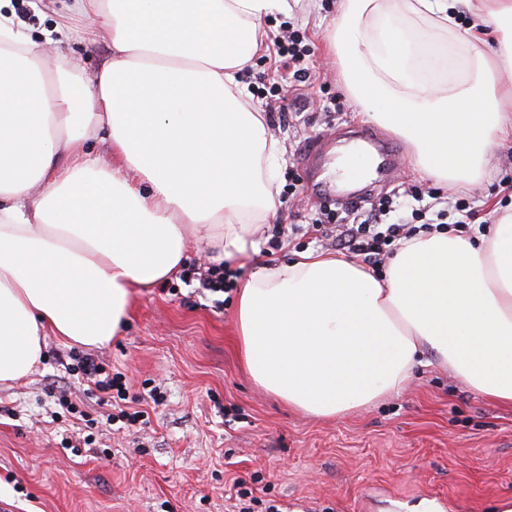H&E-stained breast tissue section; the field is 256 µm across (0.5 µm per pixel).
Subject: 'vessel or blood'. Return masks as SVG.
<instances>
[{
	"label": "vessel or blood",
	"mask_w": 512,
	"mask_h": 512,
	"mask_svg": "<svg viewBox=\"0 0 512 512\" xmlns=\"http://www.w3.org/2000/svg\"><path fill=\"white\" fill-rule=\"evenodd\" d=\"M357 136L358 142L352 148L324 135L312 142L303 158L312 191L337 198L349 205L363 201L365 192L358 179L350 178L337 183L327 181L322 176L323 161L347 151L354 152L363 160L366 169L371 170L373 185L379 188L387 187L392 179V167L397 155L394 145L373 130H358Z\"/></svg>",
	"instance_id": "b4317fda"
}]
</instances>
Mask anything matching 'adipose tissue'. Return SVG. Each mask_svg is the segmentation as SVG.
<instances>
[{
	"label": "adipose tissue",
	"instance_id": "ef3b65f1",
	"mask_svg": "<svg viewBox=\"0 0 512 512\" xmlns=\"http://www.w3.org/2000/svg\"><path fill=\"white\" fill-rule=\"evenodd\" d=\"M288 0H67L54 35L0 12V384L26 377L48 336L108 343L135 290L191 248L245 259L276 211L277 145L240 76ZM471 19L461 24L462 10ZM103 43L48 58L53 39ZM502 47L488 61L482 46ZM364 120L402 137L422 174L480 186L512 140V0H340L329 31ZM107 142L111 160L94 153ZM475 237L420 232L384 274L307 252L237 292L252 380L332 418L404 389L425 352L482 395L512 403V207ZM59 48L65 54L79 56L89 74L99 69L109 57V50L104 44L84 45L72 40L60 45Z\"/></svg>",
	"mask_w": 512,
	"mask_h": 512
}]
</instances>
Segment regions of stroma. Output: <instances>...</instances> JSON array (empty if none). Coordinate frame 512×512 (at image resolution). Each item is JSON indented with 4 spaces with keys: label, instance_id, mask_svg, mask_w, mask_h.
I'll return each mask as SVG.
<instances>
[{
    "label": "stroma",
    "instance_id": "stroma-1",
    "mask_svg": "<svg viewBox=\"0 0 512 512\" xmlns=\"http://www.w3.org/2000/svg\"><path fill=\"white\" fill-rule=\"evenodd\" d=\"M268 20L275 37L295 35L309 51L302 71L275 46L242 79L249 106L263 113L281 148L271 190L276 213L261 224L256 254L231 261L241 277L257 265L287 264L298 253L333 252L311 234L274 237L277 224L307 225L330 209L308 195L302 157L313 137L361 125L344 77L327 55L325 33L337 0H288ZM291 109L280 112L282 102ZM397 184L433 191L428 206L455 224L493 223L512 205V144L489 159L479 190L447 188L424 177L403 140ZM236 299L215 307L197 281L179 276L136 292L118 336L91 350L48 338L31 374L0 387V512H226L234 483L251 491L255 512H500L512 500V406L458 382L425 354L399 394L331 420L288 407L249 377L236 345ZM91 355L122 373L127 405L146 424L108 421L113 406L68 370ZM81 401L94 424L56 399Z\"/></svg>",
    "mask_w": 512,
    "mask_h": 512
}]
</instances>
